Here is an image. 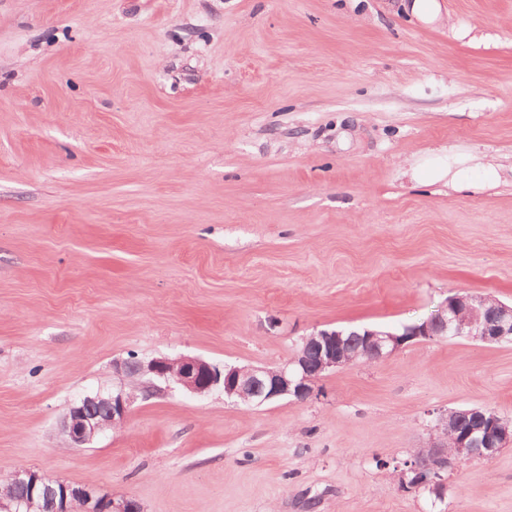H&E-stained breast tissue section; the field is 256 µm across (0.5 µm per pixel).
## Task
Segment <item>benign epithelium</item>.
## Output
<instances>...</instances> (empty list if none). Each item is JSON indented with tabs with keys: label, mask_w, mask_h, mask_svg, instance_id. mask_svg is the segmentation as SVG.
Returning a JSON list of instances; mask_svg holds the SVG:
<instances>
[{
	"label": "benign epithelium",
	"mask_w": 512,
	"mask_h": 512,
	"mask_svg": "<svg viewBox=\"0 0 512 512\" xmlns=\"http://www.w3.org/2000/svg\"><path fill=\"white\" fill-rule=\"evenodd\" d=\"M463 336L485 343L512 341V306L488 296L455 295L431 318L405 327L404 334L365 330V353L379 360L405 345V337ZM351 365L344 348V331L320 329L302 337L299 350L287 363L268 366H217L197 357L125 360L112 364L119 385L110 393L86 396L72 406L60 423L67 447L84 448L110 427L125 422L131 405L142 392L149 397L160 381L194 394L224 389V399L247 406H261L284 397L305 401L326 373ZM473 417L466 429L461 419ZM512 445V425L488 407L453 409L436 419L428 458L407 463L408 471L424 484L436 483L441 467L473 460H488ZM8 491L0 492V512H142L132 498L116 501L79 484L52 479L32 469H21L7 479Z\"/></svg>",
	"instance_id": "1"
}]
</instances>
